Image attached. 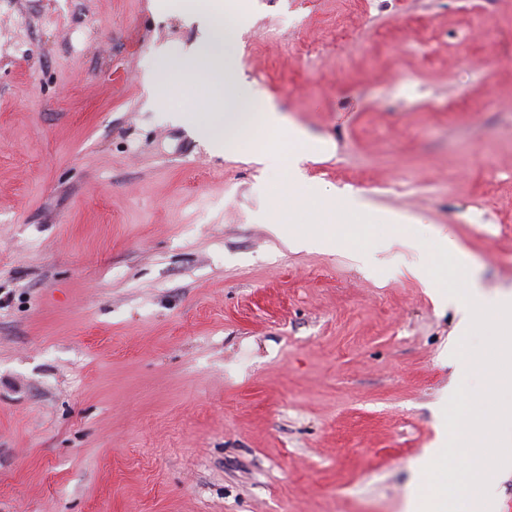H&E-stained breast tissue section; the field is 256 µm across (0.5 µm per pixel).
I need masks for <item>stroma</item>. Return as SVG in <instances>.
I'll return each mask as SVG.
<instances>
[{"label":"stroma","mask_w":512,"mask_h":512,"mask_svg":"<svg viewBox=\"0 0 512 512\" xmlns=\"http://www.w3.org/2000/svg\"><path fill=\"white\" fill-rule=\"evenodd\" d=\"M178 2L0 0V512H406L458 322L407 267L439 230L512 290V0H234L318 145L297 208L374 218L368 263L176 121Z\"/></svg>","instance_id":"obj_1"}]
</instances>
